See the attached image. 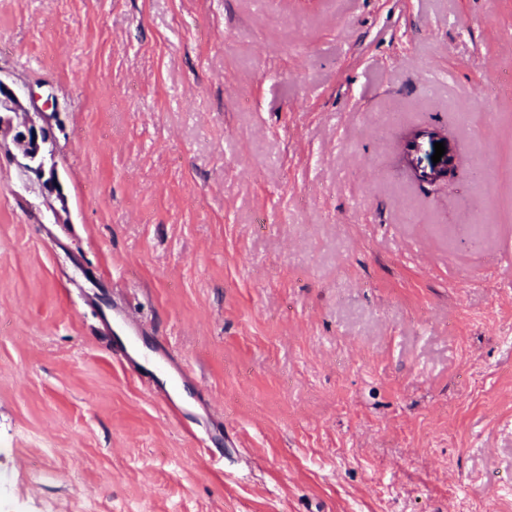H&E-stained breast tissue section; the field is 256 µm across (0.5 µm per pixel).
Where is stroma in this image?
<instances>
[{
  "label": "stroma",
  "mask_w": 512,
  "mask_h": 512,
  "mask_svg": "<svg viewBox=\"0 0 512 512\" xmlns=\"http://www.w3.org/2000/svg\"><path fill=\"white\" fill-rule=\"evenodd\" d=\"M0 80V512H512V0H0ZM22 109L18 95L0 80V133L4 128L14 129L13 118L10 114H16ZM15 129L14 139L23 147L24 158L28 162L25 164V168L41 178L48 175L47 183L58 187V172L53 161V143L46 135L42 136L44 131L37 128L33 122H24ZM48 160H50L49 165ZM439 137L437 131H418L416 137L414 135L412 140L408 144V164L412 167L416 177L427 183H440L445 182L448 179V175L455 169L457 165V158L455 155L448 153V155L437 165H431L430 167H422L420 165L418 154L421 152V141L428 138L429 141H433Z\"/></svg>",
  "instance_id": "obj_1"
}]
</instances>
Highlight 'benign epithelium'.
<instances>
[{"label": "benign epithelium", "mask_w": 512, "mask_h": 512, "mask_svg": "<svg viewBox=\"0 0 512 512\" xmlns=\"http://www.w3.org/2000/svg\"><path fill=\"white\" fill-rule=\"evenodd\" d=\"M20 109H22V104L18 95L0 80V133L6 128L15 130L14 139L23 147L24 158L27 160L25 168L41 178H47L48 184L57 186L59 181L56 164L53 162V143L43 135V130L37 128L32 122H24L18 126L13 125L12 114ZM438 137L439 133L436 131H418L415 139L408 144V164L412 167L416 177L423 182H445L457 165V158L453 154L447 155L437 165L428 168L420 165L418 157L421 152L420 141L425 138L433 141Z\"/></svg>", "instance_id": "benign-epithelium-1"}]
</instances>
